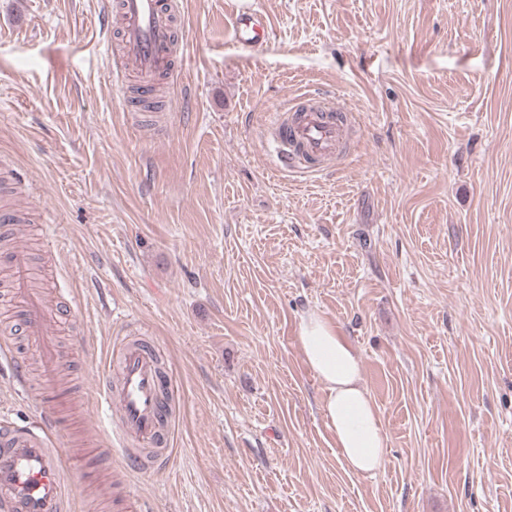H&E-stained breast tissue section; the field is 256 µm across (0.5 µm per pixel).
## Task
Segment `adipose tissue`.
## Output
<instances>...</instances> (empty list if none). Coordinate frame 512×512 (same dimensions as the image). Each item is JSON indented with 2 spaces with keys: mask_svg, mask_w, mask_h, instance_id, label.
<instances>
[{
  "mask_svg": "<svg viewBox=\"0 0 512 512\" xmlns=\"http://www.w3.org/2000/svg\"><path fill=\"white\" fill-rule=\"evenodd\" d=\"M299 341L322 386L321 408L340 461L356 473L380 469L386 435L380 411L364 385L356 351L338 327L315 311L301 315Z\"/></svg>",
  "mask_w": 512,
  "mask_h": 512,
  "instance_id": "ef3b65f1",
  "label": "adipose tissue"
}]
</instances>
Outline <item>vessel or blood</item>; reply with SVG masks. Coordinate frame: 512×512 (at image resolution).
Returning a JSON list of instances; mask_svg holds the SVG:
<instances>
[{
	"mask_svg": "<svg viewBox=\"0 0 512 512\" xmlns=\"http://www.w3.org/2000/svg\"><path fill=\"white\" fill-rule=\"evenodd\" d=\"M122 25L112 52V76L117 92H124L127 73L138 79L139 93L155 91L154 74L174 71L181 59L183 38L173 0H116ZM267 34L262 18L242 14L237 19L238 43L255 46ZM334 104L320 101L299 119L275 117L271 131L276 145L278 169L303 172L307 158L334 156L340 147L342 129L334 119ZM11 282L22 297L25 331L37 347L46 375L60 364L52 343L55 313L30 287L28 256L20 250L10 258ZM116 365L105 372L99 403L114 417L112 453L130 469L141 467L139 447L153 448L152 462H160L162 442L168 429L169 408L165 400L173 378L162 369L156 352L140 342L120 339L114 345ZM57 423L45 412L39 426L19 428L0 414V512H64L62 458L53 446Z\"/></svg>",
	"mask_w": 512,
	"mask_h": 512,
	"instance_id": "obj_1",
	"label": "vessel or blood"
}]
</instances>
